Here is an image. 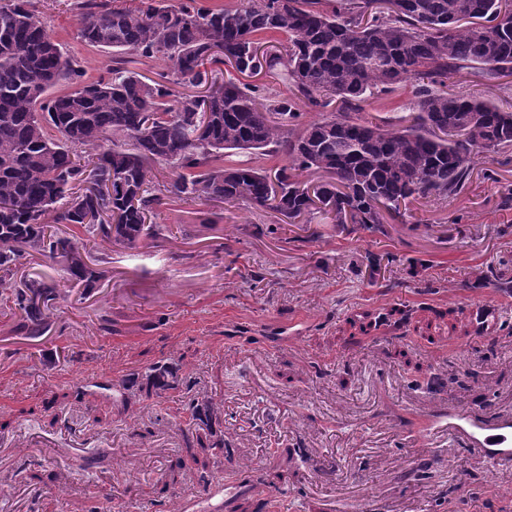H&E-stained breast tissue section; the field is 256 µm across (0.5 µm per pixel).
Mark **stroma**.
<instances>
[{
    "label": "stroma",
    "mask_w": 512,
    "mask_h": 512,
    "mask_svg": "<svg viewBox=\"0 0 512 512\" xmlns=\"http://www.w3.org/2000/svg\"><path fill=\"white\" fill-rule=\"evenodd\" d=\"M34 2L82 83L105 76L77 0ZM411 99L369 98L364 115L398 123ZM510 186L512 163L482 159L448 202L411 201L377 231L168 197L166 237L92 245L107 279L89 293L22 259L15 283L61 297L36 339L0 303V512H178L245 461L260 494L242 512H512V468L421 437L453 408L512 413ZM158 362L181 384L149 406L108 392ZM193 394L228 445L204 463L179 432Z\"/></svg>",
    "instance_id": "35a3bbf8"
}]
</instances>
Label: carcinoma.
<instances>
[{"mask_svg": "<svg viewBox=\"0 0 512 512\" xmlns=\"http://www.w3.org/2000/svg\"><path fill=\"white\" fill-rule=\"evenodd\" d=\"M77 36L112 55L108 75L48 96L77 80L74 58L56 43L32 0L0 5V290L20 259H57L68 279L100 286L105 271L74 239L47 233L69 224L110 246L165 237L151 222L163 205L150 190L155 166L165 191L200 201L244 202L288 219L324 212L335 224L379 229L412 199L446 201L474 163L512 150V111L448 90L465 67L512 77V11L506 0H240L233 10L196 0H139L133 9L81 0ZM281 33L275 50L254 39ZM126 54L161 63L157 79L127 68ZM265 70L292 96L224 79ZM414 82L410 117L382 126L362 115L373 93ZM189 84L205 93H178ZM319 110L303 121L299 104ZM282 155L270 175L257 164ZM322 173L315 187L299 180ZM58 285L29 279L5 300L24 313L19 330H49ZM178 386L170 366H153L139 385L148 401ZM187 448L224 454L214 409L187 404Z\"/></svg>", "mask_w": 512, "mask_h": 512, "instance_id": "carcinoma-1", "label": "carcinoma"}]
</instances>
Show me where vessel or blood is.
Instances as JSON below:
<instances>
[{"instance_id":"obj_1","label":"vessel or blood","mask_w":512,"mask_h":512,"mask_svg":"<svg viewBox=\"0 0 512 512\" xmlns=\"http://www.w3.org/2000/svg\"><path fill=\"white\" fill-rule=\"evenodd\" d=\"M448 433L469 442L479 459L492 468L512 466V415H488L479 411L452 412L439 416L428 433ZM244 481L234 476L225 477L208 498V512H226L235 500L249 494Z\"/></svg>"}]
</instances>
